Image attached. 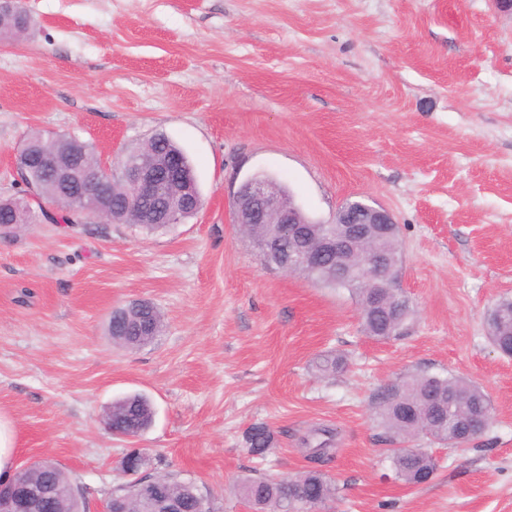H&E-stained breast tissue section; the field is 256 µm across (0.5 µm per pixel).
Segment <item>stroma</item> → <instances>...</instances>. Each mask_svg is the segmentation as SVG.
Instances as JSON below:
<instances>
[{"instance_id": "35a3bbf8", "label": "stroma", "mask_w": 512, "mask_h": 512, "mask_svg": "<svg viewBox=\"0 0 512 512\" xmlns=\"http://www.w3.org/2000/svg\"><path fill=\"white\" fill-rule=\"evenodd\" d=\"M29 35L0 41V197L34 133L100 162L157 133L190 158L202 209L148 234L47 219L0 237V412L16 468L53 460L100 505L147 449L154 474L196 483L215 512H249L253 472L311 469L325 428L326 512H512V358L488 341L512 299V8L499 0H21ZM287 187L315 222L347 202L391 211L414 314L375 340L346 290L265 266L233 222L250 176ZM152 302L163 328L115 345L113 309ZM344 370L321 375L320 356ZM415 373L480 386L494 419L461 447L421 437L434 479L398 480L374 398ZM147 397L152 424L112 435L104 410ZM274 435L264 457L245 433ZM273 434L264 424H255L245 434V441L249 452L255 456H264L273 444Z\"/></svg>"}]
</instances>
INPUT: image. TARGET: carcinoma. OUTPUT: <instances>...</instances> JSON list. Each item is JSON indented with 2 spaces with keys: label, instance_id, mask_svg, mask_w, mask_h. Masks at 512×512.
I'll use <instances>...</instances> for the list:
<instances>
[{
  "label": "carcinoma",
  "instance_id": "1",
  "mask_svg": "<svg viewBox=\"0 0 512 512\" xmlns=\"http://www.w3.org/2000/svg\"><path fill=\"white\" fill-rule=\"evenodd\" d=\"M38 150L56 155L67 162L65 143L53 138L33 134L28 138ZM78 151L84 172L92 174L99 170L100 162L92 146L79 140L72 143ZM156 154L180 155L185 171L181 183L172 186L169 193L187 197L199 195L195 185L193 167L185 153L167 136L159 133L140 147L126 153L133 160H150ZM24 180L31 185L45 203L57 206L61 218L67 219L74 211L70 195L63 192L52 175L36 160H31ZM112 209V218L120 223L135 224L148 232L167 228L156 224L150 215L156 209L150 197L131 193L122 181L114 182L107 193ZM306 277L334 288H346L357 298L360 306L362 326L370 337L383 340L397 334L406 327L413 315L410 300L398 288H388L378 295L382 303L372 299L373 291L362 281L351 278L341 282L330 277L323 268L306 274ZM491 344L502 353L512 352V300L502 299L487 318ZM162 328V316L153 303L142 301L112 311L108 331L112 340L127 348H138L151 343ZM345 366L343 357L326 356L318 362V369L326 375H334ZM491 407L487 394L477 385L464 380L437 374L419 373L398 383L386 386L376 397L377 419L389 433L394 444L390 459L397 478L408 485L419 484V475L425 470L436 471L432 455L423 448L412 449L410 443L423 435L451 447L457 446L455 434L459 418L477 410ZM154 411L149 400L139 394L128 395L112 402V427L122 433L140 435L152 422ZM249 452L263 456L273 444V434L264 424H255L245 434ZM332 435L323 430L313 437L309 448L310 459H329ZM129 461L144 474L146 488L159 487L163 495H142L137 500L135 512H166L170 503L180 504V512H199L198 501L203 494L195 486L189 487L168 474L148 472L150 455L139 456L130 451ZM24 476L31 483L47 481L56 490L55 499L47 504L45 512H72L75 503L72 491L77 488L61 469L47 474L34 464ZM239 492L250 505H262L264 512H318L336 495V485L320 470H307L295 477L274 478L264 475L249 477L242 481Z\"/></svg>",
  "mask_w": 512,
  "mask_h": 512
}]
</instances>
